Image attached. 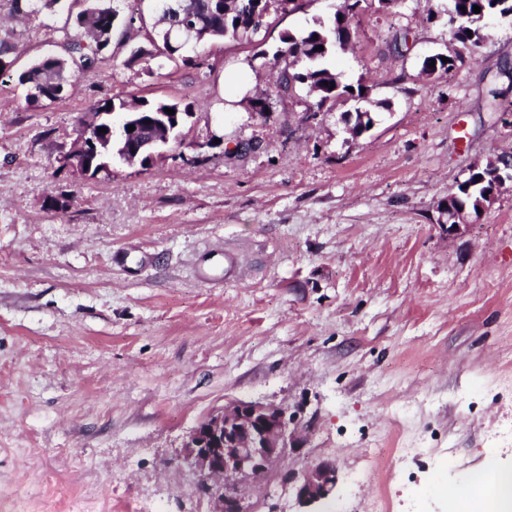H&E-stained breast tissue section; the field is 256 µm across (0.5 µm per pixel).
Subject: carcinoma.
I'll return each mask as SVG.
<instances>
[{
  "instance_id": "carcinoma-1",
  "label": "carcinoma",
  "mask_w": 512,
  "mask_h": 512,
  "mask_svg": "<svg viewBox=\"0 0 512 512\" xmlns=\"http://www.w3.org/2000/svg\"><path fill=\"white\" fill-rule=\"evenodd\" d=\"M19 14H34L44 9H52L61 0H13ZM256 0H185L187 18H195L207 22L211 37L244 39L258 31L263 22H253V11ZM361 0H343L340 9L336 10L333 19L327 25H321L305 34L284 36L283 43L287 48L274 53L272 65L279 70L276 83V93L288 94L295 90L296 85H304L308 93L317 98V110H322L327 104L335 102L342 95L349 93V86L341 84L339 74L323 66V61L333 49L344 48L353 38L350 22L356 15L353 8ZM479 6L481 11L476 13L473 6ZM492 14L502 16L512 15V0H448V36L449 39L468 49L485 42L490 34L484 25V19ZM119 11L110 6H97V9H86L75 19L72 34L69 35L64 54L49 55L32 62L26 68L10 72L9 76L25 86L28 99L55 101L66 96L76 72L93 66L99 54L92 47L105 42L112 43L122 25L118 18ZM323 46L318 51L316 47ZM461 58L460 53L448 56V61L441 60L436 54L424 59L422 73L432 76L436 73L446 74ZM123 110V116L129 118V124L135 129L128 132V140L121 141L109 148L110 160L128 163L133 158L129 144L160 132L159 125L166 123L172 129L168 147L179 153L188 148L181 138V131L191 117L189 107L177 103L158 101L133 102L129 105H116L107 100L91 108L94 115L105 113L96 125L82 123L78 137L87 142L98 140L104 136L100 129L105 127L108 113L115 109ZM170 108L174 113L168 114ZM492 163L470 172L457 192L448 200V218L456 213L475 212L485 201V193L489 181L483 179Z\"/></svg>"
}]
</instances>
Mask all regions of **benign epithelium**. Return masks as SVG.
Masks as SVG:
<instances>
[{"label": "benign epithelium", "instance_id": "7a95c632", "mask_svg": "<svg viewBox=\"0 0 512 512\" xmlns=\"http://www.w3.org/2000/svg\"><path fill=\"white\" fill-rule=\"evenodd\" d=\"M162 14L171 29L186 27L176 4L165 3ZM57 162L78 177L91 175L75 146L61 153ZM491 179L492 187L482 204L484 209L494 202L506 182H512V157L508 173H503L501 167L493 169ZM291 423L292 419L282 409L239 400L210 415L190 434L185 443L188 456L208 476L224 480L215 512H243L242 501L235 492L237 482L243 478L260 479L272 462L295 448ZM337 483L334 464L318 463L295 480L297 506L307 509L326 502L335 494Z\"/></svg>", "mask_w": 512, "mask_h": 512}]
</instances>
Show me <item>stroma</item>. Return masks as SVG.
Segmentation results:
<instances>
[{"mask_svg": "<svg viewBox=\"0 0 512 512\" xmlns=\"http://www.w3.org/2000/svg\"><path fill=\"white\" fill-rule=\"evenodd\" d=\"M338 2L273 6L252 39L208 43L193 66H130L155 2L114 0L136 22L67 96L31 103L0 78V512H215L184 443L236 400L302 423V447L243 483L246 512H296L286 475L323 460L339 477L328 512L382 493L393 512H487L444 488L512 469L494 438L512 425V188L460 232L443 225L470 168L512 154V115L487 100L493 87L512 100V16L427 77L423 59L454 50L448 0L395 13L361 0L353 47L325 61L361 96L313 120L300 86L268 115L249 110L281 36ZM402 29L397 58L386 43ZM71 30L0 0L15 69L63 53ZM132 98L189 106L200 149L86 179L58 170L94 104ZM365 109L377 120L352 136L343 115ZM63 194L69 207L49 209ZM228 246L248 255L230 282ZM447 453L455 469L438 471Z\"/></svg>", "mask_w": 512, "mask_h": 512, "instance_id": "obj_1", "label": "stroma"}]
</instances>
